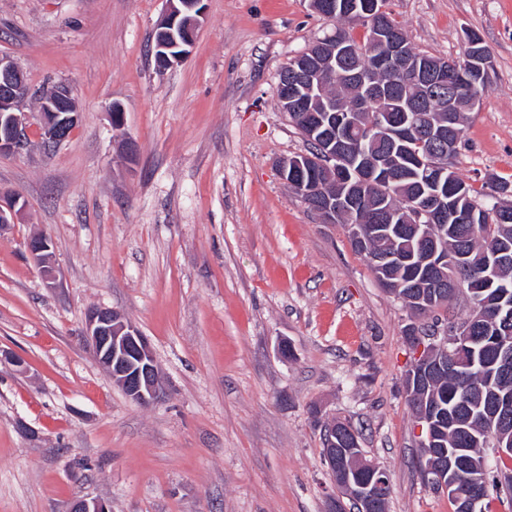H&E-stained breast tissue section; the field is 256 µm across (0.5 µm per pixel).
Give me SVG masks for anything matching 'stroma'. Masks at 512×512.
Returning <instances> with one entry per match:
<instances>
[{"label":"stroma","mask_w":512,"mask_h":512,"mask_svg":"<svg viewBox=\"0 0 512 512\" xmlns=\"http://www.w3.org/2000/svg\"><path fill=\"white\" fill-rule=\"evenodd\" d=\"M190 55L158 71L166 0H0V55L31 88L64 84L79 113L45 148L36 98L0 192V512H329L323 457L339 420L388 473L387 512H455L419 470L405 329L426 326L376 280L344 225L282 178L304 137L275 97L289 60L334 31L310 0H203ZM419 51L448 59L463 32L491 57L456 170L491 200L512 181V0H388ZM120 104L124 125L109 116ZM136 145L121 156L125 140ZM51 243L55 280L30 255ZM148 339L159 393L131 401L94 360L93 307ZM287 343L290 357L278 353Z\"/></svg>","instance_id":"1"}]
</instances>
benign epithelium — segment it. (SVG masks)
Instances as JSON below:
<instances>
[{"instance_id":"1","label":"benign epithelium","mask_w":512,"mask_h":512,"mask_svg":"<svg viewBox=\"0 0 512 512\" xmlns=\"http://www.w3.org/2000/svg\"><path fill=\"white\" fill-rule=\"evenodd\" d=\"M203 0H168V9L160 23L161 37L155 44L154 61L157 70L164 71L180 63L196 41L204 19ZM343 11L355 20H365L373 27V39L377 50L373 53L372 68L376 72H392L404 78L408 86L422 89L447 85L448 63L428 61L419 64L410 57L404 44L391 36L377 24L384 8L381 0H353ZM310 58L302 63L296 58L287 65L292 72L301 75V83L291 87V111L306 110L307 87L320 83L324 77L342 65L352 68L356 56L349 47L332 35L309 48ZM29 96V86L22 71L8 57L0 56V155L21 153L27 144L28 126L19 113ZM477 98L459 93L455 88L448 90V111L454 112L460 105L471 108ZM42 112L41 134L48 144H58L66 140L72 127L77 124L79 113L71 106L67 89L56 85L43 95L40 101ZM344 123H336V134L331 137L325 150L323 164L331 169L336 186L347 187L350 182L348 164L344 160V147L348 139L342 128ZM315 158L303 154L293 157L280 165L283 179L294 187L307 185L310 191H321V182L314 177L312 170ZM19 198L14 195L0 197V230L14 223L17 217ZM355 213L357 197L353 194L339 199L326 197L319 214L326 223L336 222L339 209ZM467 221L466 213L448 207V201L439 191H427L420 198L408 219L410 224H435L438 222L462 224ZM85 336L96 362L124 388L134 401L146 404L156 398L159 387V374L155 359L147 339L132 325L121 320L113 310L92 307L88 310L85 323ZM408 339L417 349V358H422L430 344L445 342L447 337L439 334L426 338L420 330L409 332ZM419 446L424 448L431 460L426 468V480L435 487L448 492L455 502L458 512H482L485 499L484 487L476 475H469V459L462 448H452L443 453L433 448L431 422L416 424ZM331 466L338 470L336 487L341 496L355 503L356 512H374L382 495L391 491L387 472L368 462L353 448H328ZM70 512H111L107 505L97 498H84L73 503Z\"/></svg>"}]
</instances>
